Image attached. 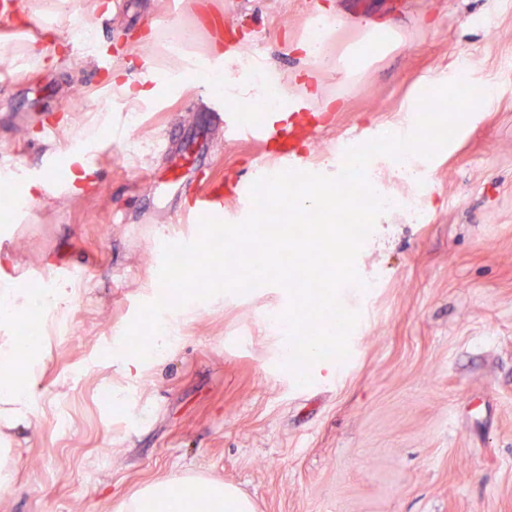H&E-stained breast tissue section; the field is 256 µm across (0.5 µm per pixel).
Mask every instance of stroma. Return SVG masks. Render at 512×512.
<instances>
[{
    "label": "stroma",
    "mask_w": 512,
    "mask_h": 512,
    "mask_svg": "<svg viewBox=\"0 0 512 512\" xmlns=\"http://www.w3.org/2000/svg\"><path fill=\"white\" fill-rule=\"evenodd\" d=\"M187 2L111 0L110 15L90 17L86 0H71L57 22L43 0H19L25 24L0 34V74L17 76L0 83V169L14 195L29 180L48 186L0 223V273L58 299L27 388L30 424L10 438L0 512H121L141 488L186 474L236 486L255 512H512V0H217L236 81L253 84L242 62L262 31L279 110L300 69L315 75V108L338 104L309 146L318 173L336 174L345 134L364 143L416 119L421 88L454 81L459 63L483 93L443 153L418 159L420 186L392 158L371 161L382 192L421 193L424 218H378L356 261L362 286L340 291L359 314L350 356L306 386L286 366L277 320L289 298L273 285L167 311L164 351L136 368L118 357L139 306L164 294L160 246L198 235L195 220L173 221L186 200L169 190L157 142L174 127L196 139L182 164L224 180L230 223L247 216L238 186L261 175L254 149L226 142L200 110L186 61L131 38L144 26L167 38L172 17L189 21ZM322 4L338 15L327 68L287 49ZM478 15L491 29L473 25ZM374 22L390 28V50L344 78ZM37 27L53 32L52 64L32 74L13 57ZM82 28L111 41L110 67L83 48ZM119 69L130 87L149 78L160 93L128 111L111 86ZM107 112L111 128L91 141L95 184L71 194L55 159L73 151L72 127ZM69 265L86 275L62 276Z\"/></svg>",
    "instance_id": "obj_1"
}]
</instances>
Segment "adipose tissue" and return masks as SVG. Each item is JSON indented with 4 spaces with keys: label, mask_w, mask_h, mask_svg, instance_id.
I'll return each mask as SVG.
<instances>
[{
    "label": "adipose tissue",
    "mask_w": 512,
    "mask_h": 512,
    "mask_svg": "<svg viewBox=\"0 0 512 512\" xmlns=\"http://www.w3.org/2000/svg\"><path fill=\"white\" fill-rule=\"evenodd\" d=\"M41 310L28 291L0 277V324L11 335L0 338V424L9 429L28 425L30 408L21 386L40 362L35 328ZM29 324L28 333H16L17 323ZM122 512H254L252 502L237 488L219 481L186 475L144 487L129 496Z\"/></svg>",
    "instance_id": "adipose-tissue-1"
}]
</instances>
